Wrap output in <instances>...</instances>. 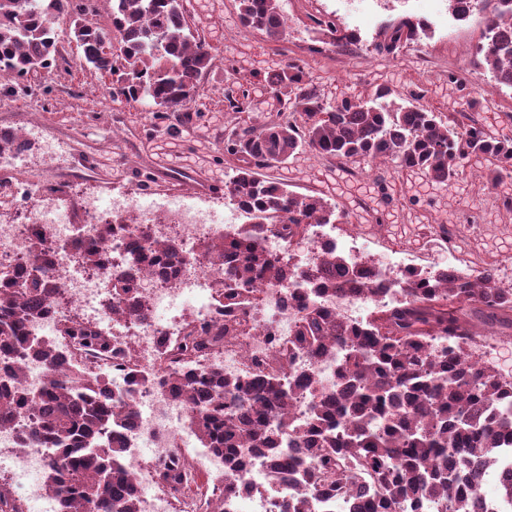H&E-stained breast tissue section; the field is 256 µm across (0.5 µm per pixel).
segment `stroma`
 Masks as SVG:
<instances>
[{
	"label": "stroma",
	"mask_w": 512,
	"mask_h": 512,
	"mask_svg": "<svg viewBox=\"0 0 512 512\" xmlns=\"http://www.w3.org/2000/svg\"><path fill=\"white\" fill-rule=\"evenodd\" d=\"M438 4V12L430 13L425 0H379L371 14L358 19L337 11L336 0H280L288 23L273 40L241 27L237 0H189L190 22L211 47L214 65L190 106L196 118L185 127L162 118L150 104L113 98L111 77L83 69L63 23L64 63L29 78L25 91L0 77V128L30 133L29 167L53 162L83 191L107 193L118 187L147 201L182 195L190 188V174L202 173L218 184L232 175L224 161V136L237 117L224 111L228 84L250 89L252 117H269L277 108L263 78L294 61L331 103L385 86L396 100L445 115L461 112V99L473 95L485 131L512 138L507 119L512 88L497 84L472 57L484 34L483 14L457 22L448 0ZM416 8L423 24L417 41L391 55L377 53L380 30ZM328 17L356 32L359 43L345 51L322 43L316 21ZM45 135L58 144L50 160L42 152ZM271 174L293 192L321 196L350 213L353 223L337 225L336 236L357 246L361 256L422 270L452 259L462 270L493 269L502 286L512 285V210L502 204L512 197V186L486 189L484 160L471 159L448 186L429 184L418 173H397L389 164L342 167L307 150ZM378 175L405 196V203L387 207L380 202L373 184Z\"/></svg>",
	"instance_id": "obj_1"
}]
</instances>
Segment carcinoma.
I'll list each match as a JSON object with an SVG mask.
<instances>
[{"label": "carcinoma", "mask_w": 512, "mask_h": 512, "mask_svg": "<svg viewBox=\"0 0 512 512\" xmlns=\"http://www.w3.org/2000/svg\"><path fill=\"white\" fill-rule=\"evenodd\" d=\"M103 2L109 4L106 28L83 23L90 10L80 0L71 6V41L83 68L113 77L112 94L128 102L147 101L159 112L187 111L213 54L193 30L183 0ZM237 4L244 29L271 39L282 35L286 20L277 0ZM62 8L63 0H0L1 74L20 82L65 60L55 26ZM474 8L486 12V34L475 56L497 83L512 88V0H474ZM316 24L338 50L358 42L356 33L331 19ZM420 28L402 18L379 33L376 50L394 54ZM264 82L279 105L276 118L249 116L224 138V156L234 171L226 192L258 226L222 244L201 246L208 266L224 268L218 289L224 323L204 330L188 323L179 338L163 345V355L181 363L244 335L240 312L251 303L256 284L286 276L281 261L263 254L265 234L301 242L313 224L351 223L322 198L297 195L265 174L296 151L340 164L389 160L401 171L423 172L435 184L456 178L475 156L488 163L486 188L512 178V139L488 135L472 113L462 114L461 123L444 121L412 102H396L387 88L329 105L294 62L268 73ZM224 107L249 111L248 90L227 89ZM178 251L179 243L168 240L131 255L112 279L116 317L144 318L136 274L145 263L165 265ZM78 256L90 268L105 262L97 246L84 247ZM300 277L312 285L311 297L299 305L293 337L256 373L227 376L212 368L153 377L131 369L129 382L168 390L188 408L202 445L224 455L227 497L244 488L242 449L249 448L272 473L292 477L277 512H312L321 501H334L339 510L346 491L363 494L361 512H423L428 501L443 505L444 512H472L488 469L512 457V376L473 353L494 327L512 329V288L501 286L489 268L466 273L412 267L398 279L401 298L376 315L345 323L316 305L314 296L351 289L373 299L386 292L383 280L336 251L322 253L319 265L300 271ZM59 295L45 276L21 274L0 285V369L7 376L16 375L19 355L53 369L65 363L55 341L24 333ZM63 333L85 355L112 357V338L75 319L64 324ZM434 336L448 337V350H431ZM300 352L313 359L340 356L334 391L320 390L313 372L293 366ZM112 386L110 374L88 376L75 364L53 376L36 398L15 382H0V423L37 411L21 442L49 449L47 490L63 512H138L128 449L112 439V420L122 416V408L112 404ZM158 476L178 499L191 479L190 465L175 457L159 466ZM498 489L504 512H512V470Z\"/></svg>", "instance_id": "1"}]
</instances>
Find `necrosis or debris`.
Here are the masks:
<instances>
[{"label": "necrosis or debris", "mask_w": 512, "mask_h": 512, "mask_svg": "<svg viewBox=\"0 0 512 512\" xmlns=\"http://www.w3.org/2000/svg\"><path fill=\"white\" fill-rule=\"evenodd\" d=\"M25 147L26 141L20 137L12 151L0 152V196L8 195L26 207L21 223L0 224V282L27 268L32 243L42 237L48 242L47 274L67 301L66 307H54L27 323L25 330L31 337H57L67 309L73 308L80 311L84 324L111 337L115 349L121 352L118 361L103 362V369L119 363L138 370L160 371L167 367L161 356L162 344L178 332L171 311L185 306L198 324L223 323L224 313L215 296L224 274L207 269L197 258L195 248L200 241L221 242L241 232V225L235 222L239 207H231L229 216L223 218L199 203L175 202L154 208L120 193L83 194L79 197L82 216L77 219L72 212L44 205V198L54 192L53 185L48 180L26 176L24 168L15 165V158ZM110 221L120 223L121 228L107 241L108 251L137 252L146 243L168 239L181 245L179 255L170 261L171 276L150 270L137 274L136 286L147 304V317L131 327L117 320L107 308L105 290L113 275L112 267L92 272L76 255L77 246L97 242L100 228ZM337 247L335 237L321 230L314 233L310 243L299 247L289 245L287 239L275 233L262 242L265 254L284 262L300 251L312 261L318 252ZM306 293L301 278L296 276L262 284L259 306L267 310V318L256 319L250 335L239 337L233 345L210 355L209 363L228 375L254 372L258 363L271 356L276 343L288 341L293 335L295 299ZM113 398L129 412L128 417L113 424L112 434L130 450L129 468L139 491V512H194L192 501H176L157 484V466L176 454L187 453L197 470L220 479L224 476L223 456L209 448L194 449L197 434L187 408L159 388L126 386ZM19 435L17 425L0 426V470L13 471L33 512H61L42 479L46 449L20 446ZM246 481L247 492L225 499L221 512H274L275 499L288 495V481H273L260 458H251Z\"/></svg>", "instance_id": "1"}]
</instances>
